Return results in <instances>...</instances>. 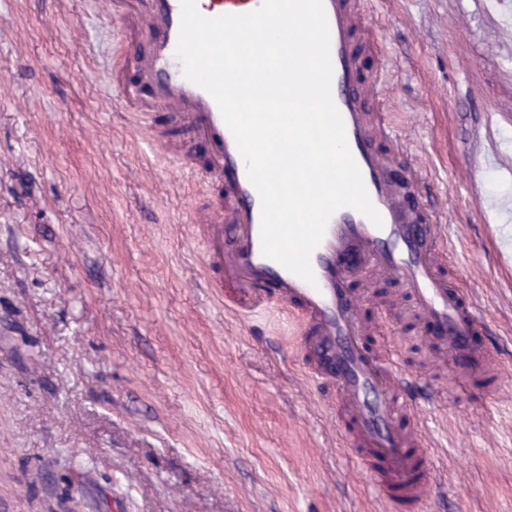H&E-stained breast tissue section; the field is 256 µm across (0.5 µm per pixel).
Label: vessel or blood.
<instances>
[{"mask_svg": "<svg viewBox=\"0 0 512 512\" xmlns=\"http://www.w3.org/2000/svg\"><path fill=\"white\" fill-rule=\"evenodd\" d=\"M112 22L113 105L135 130L147 132L166 158H187L203 143L208 160L190 170L204 191H216L205 215L203 269L223 277L234 313L280 305L296 322L297 353L334 410L336 435L352 453L387 512H423L437 476L420 421L422 405L393 354L378 345L367 315L371 290L382 279L399 286L423 327L433 329V367L452 370L470 398H491L508 374L475 341L483 317L465 289L448 281V227L431 204L408 206L420 194L415 157L383 109L376 82L361 70L359 0H323L333 67L331 93L349 150L382 223L344 207L330 218L310 257L307 282L262 252L261 200L249 181L235 139L209 93L188 81L176 55L180 0H103ZM206 17L244 14L261 0H196Z\"/></svg>", "mask_w": 512, "mask_h": 512, "instance_id": "1", "label": "vessel or blood"}]
</instances>
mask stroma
<instances>
[{"label": "stroma", "mask_w": 512, "mask_h": 512, "mask_svg": "<svg viewBox=\"0 0 512 512\" xmlns=\"http://www.w3.org/2000/svg\"><path fill=\"white\" fill-rule=\"evenodd\" d=\"M382 96L512 368V0H368ZM95 0H0V512H381L287 311L201 284L203 194L115 112ZM399 366L421 325L372 311ZM429 512H512V382L424 411Z\"/></svg>", "instance_id": "stroma-1"}]
</instances>
